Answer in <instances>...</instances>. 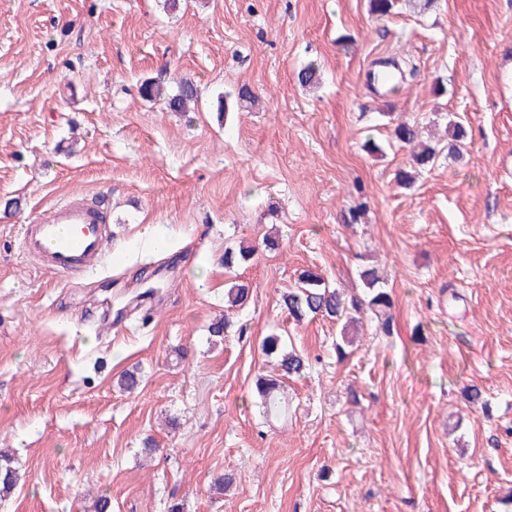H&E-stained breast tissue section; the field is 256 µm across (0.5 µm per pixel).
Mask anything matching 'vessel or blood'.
<instances>
[{
    "label": "vessel or blood",
    "instance_id": "vessel-or-blood-1",
    "mask_svg": "<svg viewBox=\"0 0 512 512\" xmlns=\"http://www.w3.org/2000/svg\"><path fill=\"white\" fill-rule=\"evenodd\" d=\"M108 228L93 205L65 199L36 217L23 232L24 253L59 273L86 269L102 257Z\"/></svg>",
    "mask_w": 512,
    "mask_h": 512
}]
</instances>
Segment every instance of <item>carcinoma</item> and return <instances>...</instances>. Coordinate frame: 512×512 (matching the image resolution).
Listing matches in <instances>:
<instances>
[{
    "mask_svg": "<svg viewBox=\"0 0 512 512\" xmlns=\"http://www.w3.org/2000/svg\"><path fill=\"white\" fill-rule=\"evenodd\" d=\"M140 93L148 101H162L170 112H186L191 103L197 99V88L189 81L178 84L176 91L166 92L164 85L148 81L141 85ZM393 135L403 144L412 145L417 142L422 131L409 123L398 124ZM464 129L458 122L448 124V152L460 155L461 140ZM441 149L428 144L412 155V167H424L435 161ZM282 239L277 234L265 236L257 245L239 243L236 248L224 250V268L232 269L250 261L258 251L276 252L280 250ZM363 294L346 297L331 287L316 271L307 269L300 273L295 287L282 292L280 300L288 311V315L296 322L308 317H322L341 324L340 342L336 344L339 355H345V348L352 345L349 328L360 322L362 314L369 310L383 319V325L389 324L386 317L392 307L390 293L383 287L382 278L373 268H365L360 272ZM249 285L242 281H234L224 289V300L227 308H239L250 299ZM259 349L261 353L275 360L274 375L257 378L256 392L261 399L263 414L279 415L285 409L282 401L281 388L286 377L299 376L307 369L308 360L293 348L287 347L282 337L269 335L262 339ZM18 480V471L13 466L9 454L0 451V500L10 496Z\"/></svg>",
    "mask_w": 512,
    "mask_h": 512,
    "instance_id": "carcinoma-1",
    "label": "carcinoma"
}]
</instances>
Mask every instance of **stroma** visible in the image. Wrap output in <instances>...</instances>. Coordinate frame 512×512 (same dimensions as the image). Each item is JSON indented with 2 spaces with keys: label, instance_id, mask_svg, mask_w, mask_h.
Returning <instances> with one entry per match:
<instances>
[{
  "label": "stroma",
  "instance_id": "1",
  "mask_svg": "<svg viewBox=\"0 0 512 512\" xmlns=\"http://www.w3.org/2000/svg\"><path fill=\"white\" fill-rule=\"evenodd\" d=\"M383 58L413 70L388 99L364 81ZM184 78L192 112L139 93ZM452 120L460 156L398 185L395 125ZM506 163L512 0H399L382 19L368 0H0V448L19 471L0 512H512ZM70 196L108 205L110 268L23 253L25 225ZM273 229L279 252L225 270L226 246ZM365 266L391 321L364 315L340 361L339 324L294 322L279 297L308 268L357 292ZM237 279L253 300L228 311ZM224 314L232 333L210 336ZM274 333L309 363L280 419L254 387Z\"/></svg>",
  "mask_w": 512,
  "mask_h": 512
}]
</instances>
